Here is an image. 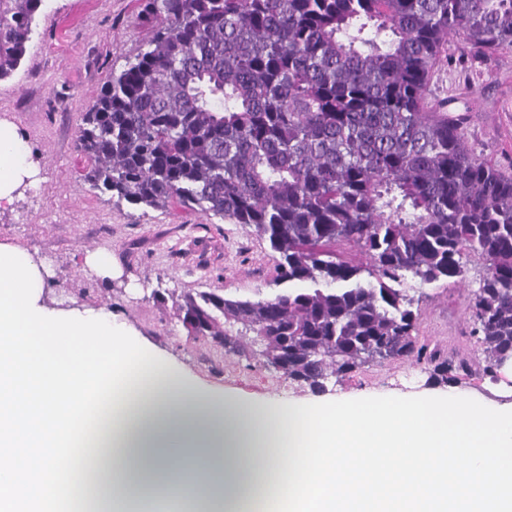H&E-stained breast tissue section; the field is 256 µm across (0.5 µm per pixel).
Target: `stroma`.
I'll return each mask as SVG.
<instances>
[{
  "label": "stroma",
  "instance_id": "35a3bbf8",
  "mask_svg": "<svg viewBox=\"0 0 512 512\" xmlns=\"http://www.w3.org/2000/svg\"><path fill=\"white\" fill-rule=\"evenodd\" d=\"M146 0H43L27 52L14 73L0 80V122L23 139L37 175L14 203L0 209V243L25 248L43 260L48 287L65 306L112 311L143 342L169 354L200 387L249 397H310L269 367L247 368L204 342L187 341L174 315L186 292L213 291L233 299H268L287 291L279 282L268 242L250 228L190 208L151 209L94 195L81 176L76 150L81 115L112 72L138 53L147 34L139 23ZM428 96L446 99L464 119L470 145L481 159L512 172V51L476 60L461 44L433 75ZM99 252L112 263L104 276L85 264ZM486 271L469 258L463 277L425 287L408 281L417 299L419 336L429 349H460L471 328L466 300ZM164 302H157L155 293ZM414 360L373 364L352 379L328 381L331 396L429 388Z\"/></svg>",
  "mask_w": 512,
  "mask_h": 512
}]
</instances>
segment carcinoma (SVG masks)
I'll return each mask as SVG.
<instances>
[{
    "label": "carcinoma",
    "mask_w": 512,
    "mask_h": 512,
    "mask_svg": "<svg viewBox=\"0 0 512 512\" xmlns=\"http://www.w3.org/2000/svg\"><path fill=\"white\" fill-rule=\"evenodd\" d=\"M43 0H0V79ZM143 48L82 114L92 191L191 207L270 244L272 299L187 292L189 341L323 392L372 362L413 358L435 384L512 359V173L477 158L428 84L448 43L512 49V0H146ZM356 246L370 263L341 256ZM486 264L467 301L478 361L421 342L419 286Z\"/></svg>",
    "instance_id": "1"
}]
</instances>
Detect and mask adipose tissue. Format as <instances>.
Instances as JSON below:
<instances>
[{"instance_id": "adipose-tissue-1", "label": "adipose tissue", "mask_w": 512, "mask_h": 512, "mask_svg": "<svg viewBox=\"0 0 512 512\" xmlns=\"http://www.w3.org/2000/svg\"><path fill=\"white\" fill-rule=\"evenodd\" d=\"M31 174L0 125V203ZM45 271L0 244V512H512L511 391L219 394L111 312L57 307Z\"/></svg>"}]
</instances>
